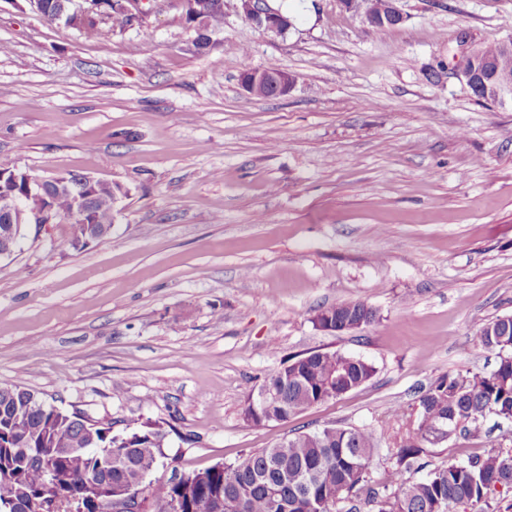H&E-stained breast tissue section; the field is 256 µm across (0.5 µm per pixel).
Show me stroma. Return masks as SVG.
Returning <instances> with one entry per match:
<instances>
[{
    "label": "stroma",
    "instance_id": "1",
    "mask_svg": "<svg viewBox=\"0 0 512 512\" xmlns=\"http://www.w3.org/2000/svg\"><path fill=\"white\" fill-rule=\"evenodd\" d=\"M281 35L224 0L204 50L182 0H138L87 38L0 0V163L127 192L109 235L76 250L61 221L0 259V380L112 424L169 422L167 464L207 468L298 431L374 429L382 479L448 373L491 372L475 331L512 316V107L453 73L460 40L512 37V0H396L377 30L339 0H265ZM292 75L246 92L245 69ZM377 319L330 336L318 308ZM339 351L375 374L285 421L245 400L294 356ZM512 451V422L429 443L435 467Z\"/></svg>",
    "mask_w": 512,
    "mask_h": 512
}]
</instances>
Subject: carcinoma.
Returning a JSON list of instances; mask_svg holds the SVG:
<instances>
[{
    "instance_id": "cac0c4a2",
    "label": "carcinoma",
    "mask_w": 512,
    "mask_h": 512,
    "mask_svg": "<svg viewBox=\"0 0 512 512\" xmlns=\"http://www.w3.org/2000/svg\"><path fill=\"white\" fill-rule=\"evenodd\" d=\"M184 20L196 30L203 18L205 31L224 27V10L213 0H184ZM365 14L388 15L395 0H364ZM487 84L512 77V50L503 43L478 46ZM69 189L52 187L55 221L70 219L81 180L71 175ZM88 237L104 238L112 230V194L106 185L87 200ZM342 312L376 321L377 313L364 302L336 305ZM475 345L499 351L496 369L488 374L467 372L440 376L419 397L417 427L392 454V466L381 481L372 480L370 462L378 440L368 427H326L297 433L270 448L250 451L229 465L216 464L190 471L177 484L148 483L147 512H165L176 502L181 512H336V504L351 497L368 512H445L448 503L491 512L490 494L496 486L512 489V453L490 449L482 455L446 463L425 476L417 460L436 426L448 433L467 431V425L494 415L512 418V316L497 317L475 332ZM374 367L362 358L337 351L307 353L291 359L263 385L277 399L256 413L251 401L243 419L254 425L282 421L306 409L348 394L369 381ZM167 431L164 422L134 426L125 435L112 434V424L81 411L62 410L40 400L24 387L0 381V481L23 489L37 508L51 497L67 498L79 488L86 492L85 512H111L110 502L137 491L163 463ZM79 448V453H63Z\"/></svg>"
}]
</instances>
